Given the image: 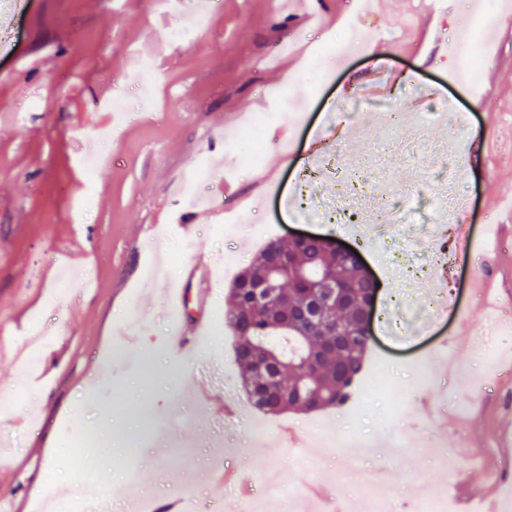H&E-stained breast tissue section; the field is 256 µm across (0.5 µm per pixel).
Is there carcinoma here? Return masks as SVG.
Masks as SVG:
<instances>
[{"instance_id": "cac0c4a2", "label": "carcinoma", "mask_w": 512, "mask_h": 512, "mask_svg": "<svg viewBox=\"0 0 512 512\" xmlns=\"http://www.w3.org/2000/svg\"><path fill=\"white\" fill-rule=\"evenodd\" d=\"M280 261L292 270L320 271L349 292L324 323L309 325L288 321V306L301 301L305 282L297 275L280 281L277 300L261 306L254 302L251 286L264 279L271 260L262 249L237 276L226 298L224 320L236 337V360L242 366V383L250 388L254 407L266 413L288 410L277 398L297 387L303 377L312 380L314 395L306 397L305 411L343 405L352 383L342 381L344 371L358 376L368 351L359 327V309L371 285L346 258L320 241L300 249L285 239H274Z\"/></svg>"}]
</instances>
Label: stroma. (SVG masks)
<instances>
[{
  "label": "stroma",
  "mask_w": 512,
  "mask_h": 512,
  "mask_svg": "<svg viewBox=\"0 0 512 512\" xmlns=\"http://www.w3.org/2000/svg\"><path fill=\"white\" fill-rule=\"evenodd\" d=\"M204 2L180 0L175 14L153 0H28L13 18L0 13L12 32L0 48V512H34L53 484L70 491L61 512H104V503L105 512H138L143 499L181 485L194 488L195 512H238L240 489L212 481L218 454L253 495L264 493L272 464L289 469L307 490L303 512L322 510L308 493L315 485L342 504H366L380 488L396 507L416 496L447 498L456 512L506 507L512 495L489 477L512 475V453L498 448L500 438L512 440L501 414L512 400V349L502 347L512 320L493 324L484 296L493 293L512 312V283L503 281L512 268V84L485 100L456 79L454 37L473 23L470 0H446L440 16L412 9V0H377L363 13L352 0H214L211 10ZM183 11L195 16L196 40L171 38ZM351 29L364 48L306 67L309 55ZM143 60L152 76L142 91ZM293 67L297 79L279 86ZM379 73L383 98L414 95L422 118L398 122L391 134L383 112L371 109L333 137V107L371 89ZM117 97L127 102L120 116L111 110ZM433 102L446 106L448 125L426 116ZM259 114L266 156L247 166L252 145L239 132ZM476 130L491 137L480 157L471 147ZM396 134L413 139L416 151L411 161L392 159L390 169L422 204L406 249L432 269L412 284L382 243L295 219L286 204L317 136L351 174L368 158L390 156ZM441 147L455 159L459 206L449 224H470L477 234L493 225L497 241L493 252L480 242L452 252L448 274L421 230L442 190L429 177ZM206 164L203 194L231 187L224 207L242 211L239 223L184 205L187 176ZM294 231L335 236L377 280L415 293L421 304L406 331L375 332L366 371L406 385L409 362L420 356L436 374L434 392L411 397L394 418L381 395L356 414L342 407L274 416L250 406L224 328L226 293L269 239ZM159 256L170 260L166 287L194 265L212 271L214 336L182 361L164 344L172 311L151 273ZM446 339L455 374L439 357ZM103 370L110 382L95 379ZM192 383L236 404V413L198 405ZM435 392L442 406L432 418L424 403ZM35 414L50 420L39 438ZM91 428L112 446L74 467L69 443ZM333 435L369 445L357 477L322 449ZM401 438L407 447H398ZM303 454L312 467L300 466ZM89 479L97 484L92 497L81 491Z\"/></svg>",
  "instance_id": "35a3bbf8"
}]
</instances>
